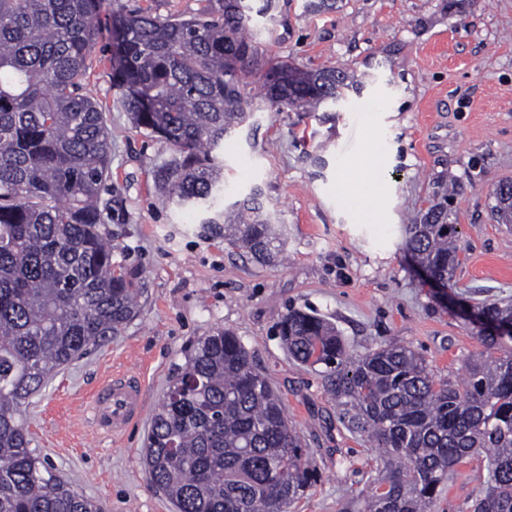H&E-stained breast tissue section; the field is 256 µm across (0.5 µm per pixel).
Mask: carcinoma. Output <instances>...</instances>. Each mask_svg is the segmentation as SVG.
Wrapping results in <instances>:
<instances>
[{"instance_id": "1", "label": "carcinoma", "mask_w": 512, "mask_h": 512, "mask_svg": "<svg viewBox=\"0 0 512 512\" xmlns=\"http://www.w3.org/2000/svg\"><path fill=\"white\" fill-rule=\"evenodd\" d=\"M188 17L112 12V72L135 127L170 149L154 184L168 204L269 262L282 250L254 192L224 205V137L264 101L316 112L361 83L340 66L301 69L265 55L244 0H200ZM106 0H0V512H102L30 448L22 402L60 366L118 334L143 289L113 262L99 193L111 177L110 132L85 87ZM493 219L512 224V197ZM452 196L406 225L405 250L448 284L460 265ZM512 322V304L476 307ZM297 362L325 367L338 419L378 449L368 490L342 512H430L467 458L488 478L472 512H512V335L479 337L500 355L435 378L418 353L350 350L315 313L277 323ZM149 480L176 512H287L315 475L278 394L230 330L201 338L158 405L145 451Z\"/></svg>"}]
</instances>
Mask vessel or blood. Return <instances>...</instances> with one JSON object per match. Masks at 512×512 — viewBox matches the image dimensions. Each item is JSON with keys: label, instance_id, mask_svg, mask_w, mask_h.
I'll list each match as a JSON object with an SVG mask.
<instances>
[{"label": "vessel or blood", "instance_id": "b4317fda", "mask_svg": "<svg viewBox=\"0 0 512 512\" xmlns=\"http://www.w3.org/2000/svg\"><path fill=\"white\" fill-rule=\"evenodd\" d=\"M143 410L141 385L127 376L104 381L84 404V413L94 427L112 436L121 434Z\"/></svg>", "mask_w": 512, "mask_h": 512}]
</instances>
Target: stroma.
Here are the masks:
<instances>
[{
	"mask_svg": "<svg viewBox=\"0 0 512 512\" xmlns=\"http://www.w3.org/2000/svg\"><path fill=\"white\" fill-rule=\"evenodd\" d=\"M188 16L198 0H107L89 61V89L111 130L112 179L101 194L114 259L145 289L116 336L60 367L23 406L31 445L103 512H175L146 473L154 410L197 341L228 329L282 399L317 482L288 512H339L358 495L377 451L336 418L320 368L295 362L275 331L281 314L316 312L355 352L410 346L439 377L460 375L484 347L461 303L512 300V225L494 223L493 187L512 178V0H272L251 27L266 54L305 69L341 65L361 78L333 112L262 105L224 142L227 202L260 189L284 234L262 265L204 233L163 201L153 171L169 154L135 129L112 79L113 10ZM452 204L461 263L440 297L404 249L403 227L438 183ZM373 183L378 220L354 223L345 192ZM115 374L139 377L145 411L118 438L85 421L88 396ZM487 472L456 465L433 512H470Z\"/></svg>",
	"mask_w": 512,
	"mask_h": 512,
	"instance_id": "1",
	"label": "stroma"
}]
</instances>
